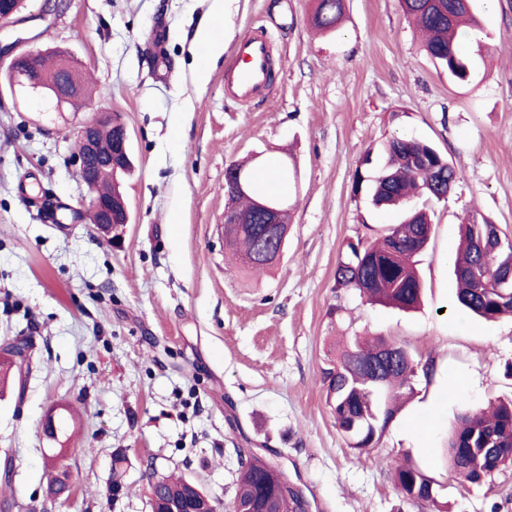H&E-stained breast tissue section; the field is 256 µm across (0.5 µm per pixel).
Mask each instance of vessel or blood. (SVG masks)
<instances>
[{
  "instance_id": "1",
  "label": "vessel or blood",
  "mask_w": 512,
  "mask_h": 512,
  "mask_svg": "<svg viewBox=\"0 0 512 512\" xmlns=\"http://www.w3.org/2000/svg\"><path fill=\"white\" fill-rule=\"evenodd\" d=\"M271 50V40L260 28L236 42L233 61L224 69V87L232 98L247 103L270 91Z\"/></svg>"
}]
</instances>
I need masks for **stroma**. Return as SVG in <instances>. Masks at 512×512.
<instances>
[{
    "instance_id": "35a3bbf8",
    "label": "stroma",
    "mask_w": 512,
    "mask_h": 512,
    "mask_svg": "<svg viewBox=\"0 0 512 512\" xmlns=\"http://www.w3.org/2000/svg\"><path fill=\"white\" fill-rule=\"evenodd\" d=\"M45 1L26 0L27 23L0 39L21 31L30 48L69 52L90 87L61 112L0 89V345L33 343L23 388L0 394V512H151V463L228 512L241 448L278 464L310 512H417L390 479L406 454L448 512H512V466L462 484L444 450L459 413L512 398V317L466 313L453 275L465 219L512 238V0L483 7L464 85L429 59L398 0H346L324 34L314 0H231L225 51L254 28L273 46L274 90L248 105L224 92L226 57L194 42L213 0H49L47 17ZM95 112L121 118L134 162L122 178L129 222L110 240L93 229L72 163ZM394 137L433 143L459 174L447 200L409 203L430 213L433 236L417 262L422 305L408 312L335 284L347 242L400 219L352 191L366 150ZM251 157L287 171L292 208L286 251L260 276L224 259L225 171ZM60 205L80 221L53 222ZM356 334L435 366L363 453L319 381L330 337ZM50 416L67 435L61 498L48 492Z\"/></svg>"
}]
</instances>
